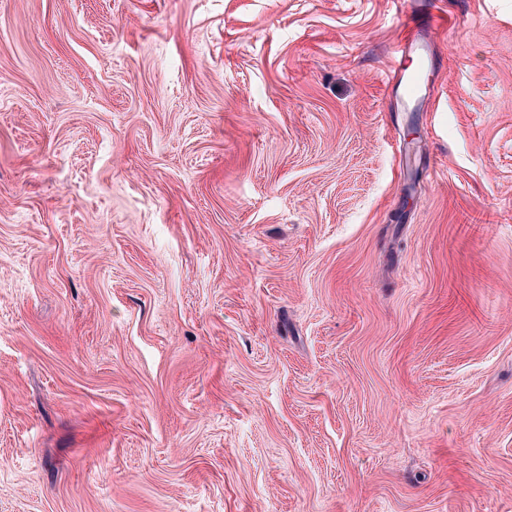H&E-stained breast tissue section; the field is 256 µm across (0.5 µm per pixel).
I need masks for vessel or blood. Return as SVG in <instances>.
I'll return each instance as SVG.
<instances>
[{"instance_id":"1","label":"vessel or blood","mask_w":512,"mask_h":512,"mask_svg":"<svg viewBox=\"0 0 512 512\" xmlns=\"http://www.w3.org/2000/svg\"><path fill=\"white\" fill-rule=\"evenodd\" d=\"M419 6L418 18L396 51L389 80L391 90L405 105L419 101L430 87L434 74L431 38L442 22L435 0H419Z\"/></svg>"}]
</instances>
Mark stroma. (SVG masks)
Masks as SVG:
<instances>
[{
    "instance_id": "stroma-1",
    "label": "stroma",
    "mask_w": 512,
    "mask_h": 512,
    "mask_svg": "<svg viewBox=\"0 0 512 512\" xmlns=\"http://www.w3.org/2000/svg\"><path fill=\"white\" fill-rule=\"evenodd\" d=\"M0 0V512H512V0ZM418 4L419 16L395 52L389 80L390 89L399 94L404 106L419 101L423 92L434 85V82L431 84L434 66L430 46L442 15L437 11L435 1L420 0Z\"/></svg>"
}]
</instances>
